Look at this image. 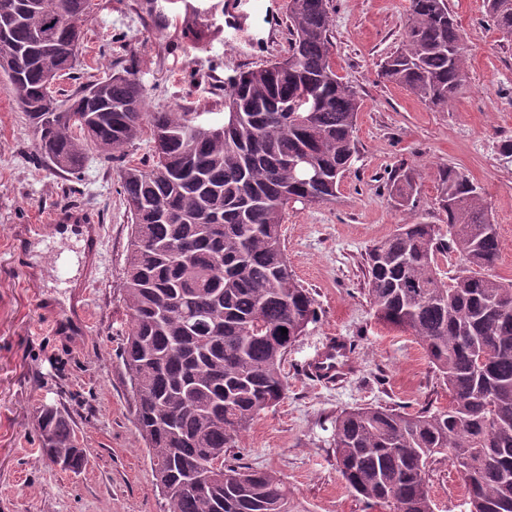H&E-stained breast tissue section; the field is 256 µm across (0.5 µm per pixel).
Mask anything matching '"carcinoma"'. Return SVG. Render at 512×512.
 Returning <instances> with one entry per match:
<instances>
[{
	"instance_id": "1",
	"label": "carcinoma",
	"mask_w": 512,
	"mask_h": 512,
	"mask_svg": "<svg viewBox=\"0 0 512 512\" xmlns=\"http://www.w3.org/2000/svg\"><path fill=\"white\" fill-rule=\"evenodd\" d=\"M0 17V72L9 79L39 160L77 179L89 155L122 162L120 195L130 220L124 301L131 330L122 360L159 486H173L202 458L221 461L224 483L209 496L179 494L173 512H293L274 473L226 462L241 434L287 391L288 349L318 317L281 239L295 198L336 200L357 155L358 92L335 68L332 0H286L285 56L224 84V121L209 125L180 106L148 110L132 67L86 77L58 101L45 79L66 69L90 0H14ZM448 0H410L400 48L378 76L431 108L448 106L467 81L460 26ZM512 38V0H485ZM35 11L61 54L34 46ZM317 90L320 109L300 99ZM79 114L87 134L68 132ZM149 135L148 156L125 161ZM446 228L414 222L366 253L368 297L378 321L411 332L448 388V405L415 413L379 406L336 416L334 453L347 487L381 512H434L427 472L442 458L460 472L469 512H512V281L494 275L501 252L482 187L455 166L435 173ZM390 196L412 206L420 174L400 169ZM184 254L168 258L165 248ZM451 259L450 271L441 261ZM288 329L281 334V328ZM172 421L161 423V412ZM42 458L78 472L86 463L68 413L41 414Z\"/></svg>"
}]
</instances>
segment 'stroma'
Listing matches in <instances>:
<instances>
[{
    "label": "stroma",
    "mask_w": 512,
    "mask_h": 512,
    "mask_svg": "<svg viewBox=\"0 0 512 512\" xmlns=\"http://www.w3.org/2000/svg\"><path fill=\"white\" fill-rule=\"evenodd\" d=\"M143 0H93L78 73L107 76L133 63L151 110L176 105L202 120L224 118V80L285 55L286 0H251L249 44L203 48L169 29L145 28ZM410 0H332L336 69L358 93V159L336 203L289 206L282 240L290 267L319 306L289 349L284 399L242 433L232 464L274 472L296 512H369L346 487L333 453L334 422L346 409L382 406L413 413L444 406L448 390L405 331L378 322L370 306L365 255L396 225H444L434 173L452 165L485 193L502 242L496 272L512 279V40L503 39L484 0H448L461 26L468 79L447 109L378 78L380 61L401 46ZM36 138L8 79L0 74V512H171L161 497L138 434L121 354L130 316L121 285L129 226L119 195V165L92 157L69 181L37 162ZM421 176L415 209L398 206L386 183L398 167ZM79 204L101 225V261L88 286L69 289L55 258L77 252L56 241L40 251L33 273L22 246L30 225L49 224L63 206ZM332 336L351 343L355 368L336 383L305 371ZM71 416L87 463L77 473L39 453L43 405ZM448 461L434 462L428 485L435 512H466Z\"/></svg>",
    "instance_id": "35a3bbf8"
}]
</instances>
